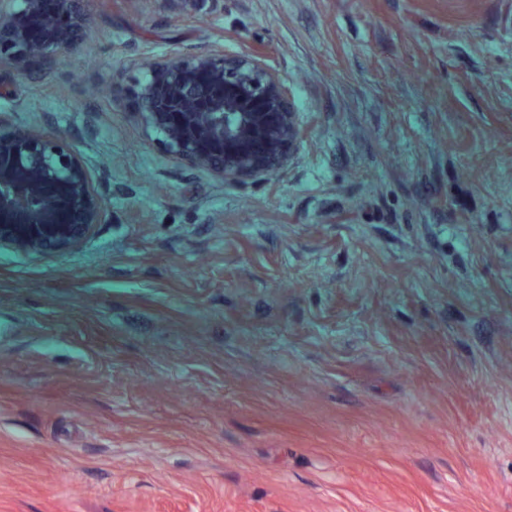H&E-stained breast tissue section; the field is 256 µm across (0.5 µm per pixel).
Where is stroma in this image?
Listing matches in <instances>:
<instances>
[{
    "label": "stroma",
    "instance_id": "stroma-1",
    "mask_svg": "<svg viewBox=\"0 0 512 512\" xmlns=\"http://www.w3.org/2000/svg\"><path fill=\"white\" fill-rule=\"evenodd\" d=\"M260 55L300 135L227 180L127 89ZM105 210L0 241V512H512V0H89L0 67Z\"/></svg>",
    "mask_w": 512,
    "mask_h": 512
}]
</instances>
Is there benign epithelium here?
Instances as JSON below:
<instances>
[{
  "mask_svg": "<svg viewBox=\"0 0 512 512\" xmlns=\"http://www.w3.org/2000/svg\"><path fill=\"white\" fill-rule=\"evenodd\" d=\"M0 0V63L20 47L48 65L63 62L86 20L88 0ZM143 111L164 131L179 160L208 167L226 180L283 167L298 137L288 86L257 56L224 55L217 46L153 66L133 87ZM48 208L70 215L69 228L51 240L41 231L14 241L24 250L70 248L102 222V201L66 138L13 128L0 116V223H43Z\"/></svg>",
  "mask_w": 512,
  "mask_h": 512,
  "instance_id": "benign-epithelium-1",
  "label": "benign epithelium"
}]
</instances>
